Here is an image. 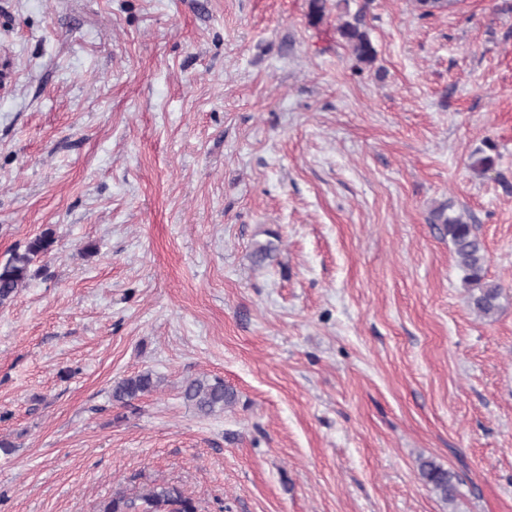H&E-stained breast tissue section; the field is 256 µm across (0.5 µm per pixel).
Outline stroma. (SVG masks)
I'll return each instance as SVG.
<instances>
[{
	"label": "stroma",
	"instance_id": "stroma-1",
	"mask_svg": "<svg viewBox=\"0 0 512 512\" xmlns=\"http://www.w3.org/2000/svg\"><path fill=\"white\" fill-rule=\"evenodd\" d=\"M310 4L0 0V265L55 238L0 306V512H512V0ZM202 376L236 403L198 414ZM339 35L350 45L355 60L360 64H370L375 59V51L365 31L357 24L345 22L338 27ZM434 221L442 224L444 234L448 235L453 245L472 311L483 318L495 315L500 308L502 286L487 278L486 249L475 233L473 224H468L460 215L446 216L442 210L435 215ZM161 382V378L151 371H143L134 376L123 378L112 386V401L123 406H130L132 400L153 392ZM182 397L203 416L222 412L237 399L236 392L225 385L223 380L206 377L186 381L182 387ZM420 474L431 485L432 490L445 503L453 502L456 498V476L450 470L432 459L420 463ZM96 512H198V508L177 487L161 485L131 498L116 493L100 501Z\"/></svg>",
	"mask_w": 512,
	"mask_h": 512
}]
</instances>
